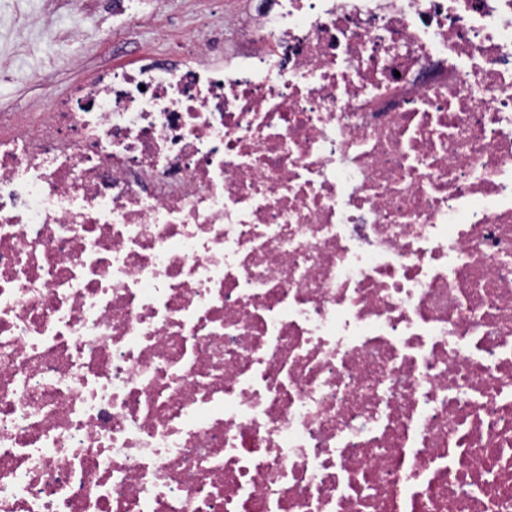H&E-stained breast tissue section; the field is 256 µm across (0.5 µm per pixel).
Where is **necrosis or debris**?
<instances>
[{"instance_id":"necrosis-or-debris-1","label":"necrosis or debris","mask_w":512,"mask_h":512,"mask_svg":"<svg viewBox=\"0 0 512 512\" xmlns=\"http://www.w3.org/2000/svg\"><path fill=\"white\" fill-rule=\"evenodd\" d=\"M224 25L0 113V512H512V0Z\"/></svg>"}]
</instances>
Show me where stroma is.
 <instances>
[{"label":"stroma","instance_id":"stroma-1","mask_svg":"<svg viewBox=\"0 0 512 512\" xmlns=\"http://www.w3.org/2000/svg\"><path fill=\"white\" fill-rule=\"evenodd\" d=\"M153 2L127 0L124 15L116 16L110 0H94V9L78 22L89 30L111 32L113 48L107 52L94 39L70 38L65 24L50 25L15 79H0V109L27 111L33 99L64 97L75 84L92 79L101 67H131L147 53L184 51L195 37L216 36L225 46H233L234 37L224 28L225 0H164L157 15L152 12ZM128 14L140 21L135 30L124 24Z\"/></svg>","mask_w":512,"mask_h":512}]
</instances>
